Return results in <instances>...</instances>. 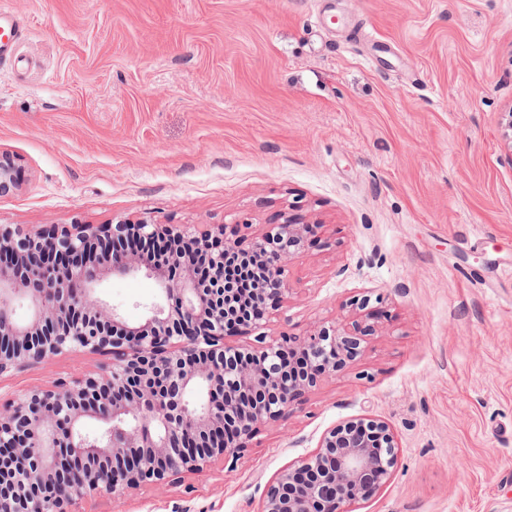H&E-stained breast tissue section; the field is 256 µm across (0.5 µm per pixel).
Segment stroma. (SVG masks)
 Masks as SVG:
<instances>
[{"instance_id":"35a3bbf8","label":"stroma","mask_w":512,"mask_h":512,"mask_svg":"<svg viewBox=\"0 0 512 512\" xmlns=\"http://www.w3.org/2000/svg\"><path fill=\"white\" fill-rule=\"evenodd\" d=\"M0 224L314 225L264 335L372 325L234 468L75 512H260L277 474L367 415L397 436L352 512H512V0H0ZM129 321L154 280H106ZM362 307H355V300ZM72 355L0 396L79 377ZM20 183L18 167L14 160L0 153V193L16 189Z\"/></svg>"}]
</instances>
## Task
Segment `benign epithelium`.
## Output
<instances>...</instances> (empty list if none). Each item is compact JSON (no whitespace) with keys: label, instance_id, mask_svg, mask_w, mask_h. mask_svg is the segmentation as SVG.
Instances as JSON below:
<instances>
[{"label":"benign epithelium","instance_id":"1","mask_svg":"<svg viewBox=\"0 0 512 512\" xmlns=\"http://www.w3.org/2000/svg\"><path fill=\"white\" fill-rule=\"evenodd\" d=\"M14 160L0 153V193L19 186ZM313 227L291 216L271 224L248 247L224 239V227L155 224L144 217L116 224H70L26 230L0 225V376L51 358L108 357L77 378L19 393L0 405V512H73L77 501L122 497L168 478L234 463L258 427L276 422L295 398L360 353L358 324L322 327L303 338L232 344L266 322L238 320L226 305L224 264L245 253L261 267L240 303L282 301L288 264ZM157 241L167 252L138 246ZM205 256L204 280L185 254ZM152 277L160 300L126 322L97 294L112 277ZM25 302L29 314L15 317ZM291 347L305 372L284 366ZM95 420L93 439L83 423ZM388 423L366 416L327 430L316 451L283 469L261 512H349L347 505L386 484L398 463Z\"/></svg>","mask_w":512,"mask_h":512}]
</instances>
